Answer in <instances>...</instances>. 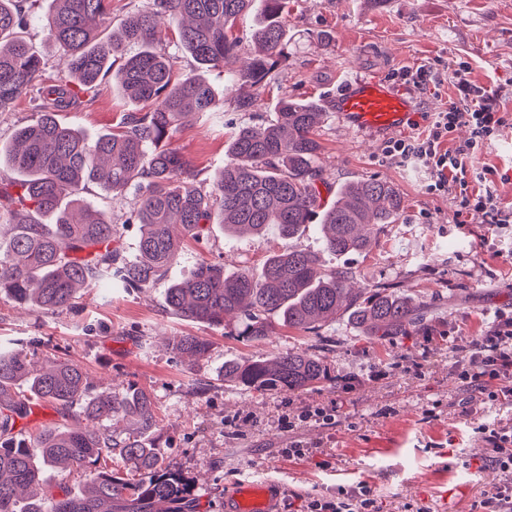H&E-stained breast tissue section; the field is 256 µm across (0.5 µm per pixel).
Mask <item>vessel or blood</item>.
Returning <instances> with one entry per match:
<instances>
[{"instance_id":"obj_1","label":"vessel or blood","mask_w":512,"mask_h":512,"mask_svg":"<svg viewBox=\"0 0 512 512\" xmlns=\"http://www.w3.org/2000/svg\"><path fill=\"white\" fill-rule=\"evenodd\" d=\"M415 101L390 84L362 76L348 77L331 109L337 118L365 139L378 137L402 127L415 115ZM285 494L274 480L244 479L224 500V512H279Z\"/></svg>"}]
</instances>
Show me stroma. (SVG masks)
<instances>
[{
	"label": "stroma",
	"mask_w": 512,
	"mask_h": 512,
	"mask_svg": "<svg viewBox=\"0 0 512 512\" xmlns=\"http://www.w3.org/2000/svg\"><path fill=\"white\" fill-rule=\"evenodd\" d=\"M288 9V58L264 87L239 83L225 90L223 68L198 70L177 30L162 34L159 47L172 56L177 75L202 73L215 92L213 111L185 118L173 138L202 193H211L234 131L275 121L284 96L323 103L349 74L390 81L422 65L443 73L462 59L472 80L495 90L500 110L512 114V0H290ZM249 97L255 107L239 110V100ZM137 109L105 82L93 101L60 118L93 136L120 130ZM319 138L323 199L333 201L343 185L367 179L390 182L402 196L398 222L385 225L370 250L324 253L313 228L291 239L274 230L255 238L210 224L201 237L182 241L177 260L153 287L84 288L74 309L53 314L0 294V349L80 365L96 390L148 393L158 417V456L192 478L197 512H224L232 483L268 478L295 493L298 510L308 496L367 481L382 512H400L409 501L430 512H471L500 479L485 465L477 427L512 422V401L466 404L452 347L483 335L496 315H512V223L493 228L481 215L459 214L452 197L429 193L420 175L386 157L384 139H363L335 113L324 114ZM478 164L492 169L503 204L512 207V128ZM82 198L107 212L121 255L133 259L142 232L133 220V193L115 196L92 184ZM294 249L321 254L327 267L352 268L358 285L393 286L419 305L420 322L406 335L381 339L341 314L313 333L280 326L274 336L251 341L238 335L237 320L212 326L165 306L166 288L200 261L258 273L270 255ZM181 336L206 340V353L181 354L174 346ZM289 350L316 355L329 380L257 393L224 379L227 362ZM378 368L389 377L372 380ZM329 402L336 405L332 426L282 424L283 416ZM49 424L76 429L84 422L42 402L12 433L29 437ZM296 441L308 446L306 456H282Z\"/></svg>",
	"instance_id": "35a3bbf8"
}]
</instances>
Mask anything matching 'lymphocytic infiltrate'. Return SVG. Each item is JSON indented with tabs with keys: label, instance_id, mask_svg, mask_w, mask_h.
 Wrapping results in <instances>:
<instances>
[{
	"label": "lymphocytic infiltrate",
	"instance_id": "1",
	"mask_svg": "<svg viewBox=\"0 0 512 512\" xmlns=\"http://www.w3.org/2000/svg\"><path fill=\"white\" fill-rule=\"evenodd\" d=\"M416 88L449 81L454 97L445 110L428 117L424 130L389 140L385 154L400 165H413L425 179L429 193L452 195L461 209L485 217L490 225L512 223V210L501 207L494 187L486 185V172L476 165L478 154L500 136L507 125L499 112L493 91L474 83L468 62H454L447 75L420 67L402 74ZM461 126L470 136L463 144L448 148L451 134ZM459 378L473 397L497 400L499 381L512 379V317H497L486 335L473 339L463 350ZM488 454L485 463L501 471L505 479L477 502L478 512H512V423L481 426ZM304 512H380L375 489L360 482L351 491L339 490L329 497L306 500Z\"/></svg>",
	"mask_w": 512,
	"mask_h": 512
}]
</instances>
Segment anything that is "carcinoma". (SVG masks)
Listing matches in <instances>:
<instances>
[{
	"label": "carcinoma",
	"mask_w": 512,
	"mask_h": 512,
	"mask_svg": "<svg viewBox=\"0 0 512 512\" xmlns=\"http://www.w3.org/2000/svg\"><path fill=\"white\" fill-rule=\"evenodd\" d=\"M253 0H148L144 10L123 18L110 37L112 0H49L42 18L46 38L59 52L58 71L45 76V63L19 36L29 22L27 0H0V113L38 93L36 122L15 130L7 163L17 180L0 179V219L10 225L9 244L0 250V293L21 305L49 313L72 306L78 288L113 282L122 288L151 287L179 256L185 237H197L219 210L226 231L270 229L292 237L306 227L328 229L324 251L343 255L369 250L377 230L399 219L403 203L390 184L369 179L346 185L336 201L321 202L317 138L323 115L314 103L283 97L270 125L238 129L230 137L223 170L211 194L198 191L182 153L172 146L180 121L214 107V92L200 75L176 79L170 56L157 48L165 26L202 68L224 66L225 82L266 85L288 58V0H262V21L252 34L257 53L234 68L236 17ZM138 51L112 68V54L125 45ZM108 78L133 102L152 110L132 112L117 132L87 140L59 120V112ZM97 184L118 195L135 193L136 220L143 226L138 254L118 260L112 222L83 203L81 194ZM352 271L320 268V257L303 250L269 256L260 274H228L224 265L201 261L191 275L165 291L169 310L213 326L228 317L242 322L241 336L270 335L276 315L282 324L313 331L345 312L375 336H401L419 321L420 308L385 287H349ZM178 351L201 355L207 342L183 336ZM328 379L320 359L303 351L278 354L271 363L252 360L224 366V380L257 392L303 389ZM29 394L14 393L17 383ZM46 401L80 406L87 426L45 427L33 438L0 437V512H18L17 492L40 480L46 467L89 472L77 495L30 503L25 512H194L191 481L165 468L144 434L157 427L153 403L139 390L90 393L85 372L56 362L49 369L23 353L0 355V431L30 404ZM112 422V433L99 424ZM134 432L120 430L125 422ZM117 453L137 473L98 470L103 454Z\"/></svg>",
	"instance_id": "1"
}]
</instances>
